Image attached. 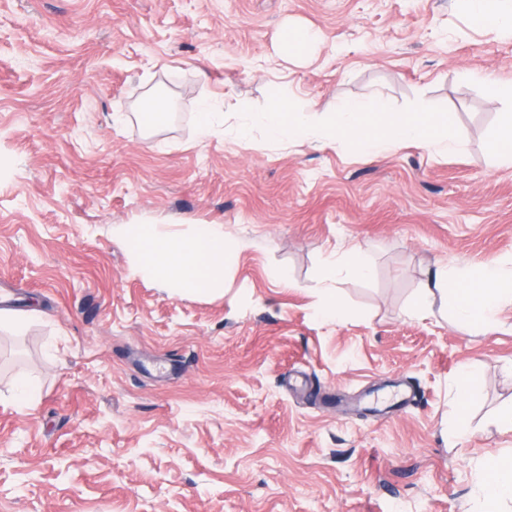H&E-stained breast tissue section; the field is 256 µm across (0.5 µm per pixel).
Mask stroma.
<instances>
[{
	"mask_svg": "<svg viewBox=\"0 0 512 512\" xmlns=\"http://www.w3.org/2000/svg\"><path fill=\"white\" fill-rule=\"evenodd\" d=\"M288 27L317 34L302 58ZM511 84L512 40L472 29L463 0H0V305L27 318L0 328V512H512L478 493L512 452V304L475 332L411 310L436 270L512 261L492 149ZM283 93L316 123L349 98L442 113L459 144L270 145L253 119ZM198 223L228 247L208 296L112 235ZM351 243L370 277L326 280ZM329 288L341 317L319 310ZM464 365L480 381L460 436ZM478 377L477 372L470 366H462L456 376V407L448 418V428L453 431L464 429L465 421L462 415L467 404L472 386Z\"/></svg>",
	"mask_w": 512,
	"mask_h": 512,
	"instance_id": "stroma-1",
	"label": "stroma"
}]
</instances>
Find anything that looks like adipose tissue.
I'll list each match as a JSON object with an SVG mask.
<instances>
[{
  "instance_id": "adipose-tissue-1",
  "label": "adipose tissue",
  "mask_w": 512,
  "mask_h": 512,
  "mask_svg": "<svg viewBox=\"0 0 512 512\" xmlns=\"http://www.w3.org/2000/svg\"><path fill=\"white\" fill-rule=\"evenodd\" d=\"M467 11L473 28H493L512 36V0H467ZM336 115L335 121L318 126L305 116L293 115L282 97L268 106L260 122L268 139L294 146L314 138L347 136L357 140L368 161L395 147L449 151L458 144V133L447 119L428 113L396 117L381 99L342 101ZM112 233L132 242L142 268L163 285L195 295L213 293L224 285L228 248L223 225L198 224L190 236L182 238L165 234L154 224H118ZM434 287L451 303L456 320L472 329L488 323L504 304H512V276H504L495 259L477 271L437 274ZM487 468L490 477L479 489L482 497L490 503L512 501V454L489 459Z\"/></svg>"
}]
</instances>
